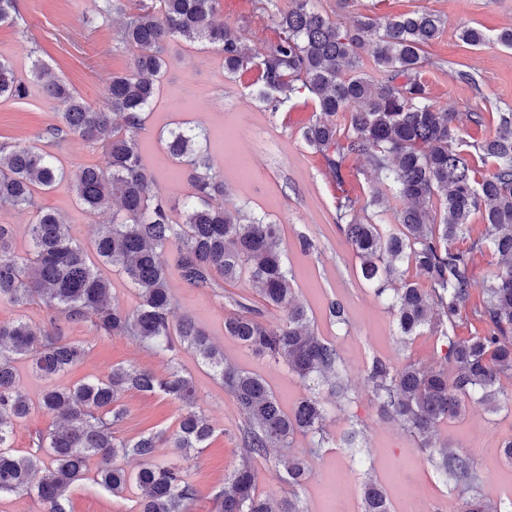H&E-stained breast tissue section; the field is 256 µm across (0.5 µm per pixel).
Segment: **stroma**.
<instances>
[{"instance_id":"obj_1","label":"stroma","mask_w":512,"mask_h":512,"mask_svg":"<svg viewBox=\"0 0 512 512\" xmlns=\"http://www.w3.org/2000/svg\"><path fill=\"white\" fill-rule=\"evenodd\" d=\"M253 4L254 0H221L216 21L235 29L248 43L271 34L274 12L255 11ZM18 9L20 25H0V57L9 60L21 78L35 59H42L89 104L103 106L113 74L127 71L131 56L116 40L118 20H103L98 0H18ZM413 10L447 18L441 35L427 47L434 65L424 77L434 103L457 110L474 103L473 89L457 76L458 70L466 69L475 73L495 106L512 108V50L495 40L499 29L512 25V0H384L381 7L382 14L391 17ZM464 25L481 27L488 42L477 48L464 44L459 38ZM255 78L252 72L225 77L224 60L213 45L172 43L140 144L157 190L175 199L188 194L191 187L160 136L185 123L207 129L213 170L224 182V206L244 208L280 225L282 247L296 274V298L307 308L318 333L338 347L347 384L357 398L353 412L366 428L370 466L363 469L353 464L343 449H321L311 458V472L299 489L306 512H359L361 484L368 476L387 490L394 512H419L423 507L429 512H461L463 493L433 469L412 437L397 425L379 420L369 401L365 367L372 357L397 363L407 354L428 365L437 360V338L431 334L399 346L390 312L359 279L360 260L334 222L338 197L345 193L369 200L374 175L365 160L352 158L345 164L342 180H335L322 157L301 137L313 106L301 104L289 112L264 110L250 95ZM58 110L55 100L36 90L23 100L1 98L0 142L45 146ZM38 201L60 213L72 235L85 244L94 239L98 225L109 220L105 213L93 217L85 213L66 183L40 195ZM301 235L313 240V253L300 252L297 238ZM169 286L175 317H192L223 349L226 361L262 375L284 408L307 394V387L285 366L271 364L225 336L229 297H242L253 305L259 302L248 281L231 287L226 298L185 288L175 275ZM334 299L341 300L348 311L345 327L332 326L327 319V305ZM64 333L86 352L76 367L54 378L51 383L58 388L104 375L115 364H133L158 374L170 369L168 359L151 348L128 337L98 335L91 322L65 327ZM178 363L192 377L196 409L212 424L214 434L206 448L189 456L163 446L156 457L184 467L197 489L191 512H215L214 493L239 460L243 418L220 381L193 353L180 352ZM503 389L498 410L469 404L464 417L440 426L439 435L472 457L479 492L505 510L512 505L505 496L512 489V464L502 457L501 446L512 438V385L504 384ZM120 402L127 410L117 428L120 437L177 427L181 409L177 401L160 394L128 392ZM140 496L133 486L113 495L89 476L72 487L68 508L70 512H138Z\"/></svg>"}]
</instances>
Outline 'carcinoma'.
<instances>
[{"mask_svg": "<svg viewBox=\"0 0 512 512\" xmlns=\"http://www.w3.org/2000/svg\"><path fill=\"white\" fill-rule=\"evenodd\" d=\"M135 2L132 10L123 0H100L98 6L105 19L121 17L118 41L134 51L129 71L112 75L104 108L92 107L48 77L38 60L29 78L21 79L0 59V97L24 99L39 86L60 105L50 142L58 147L70 137L92 141L106 156L105 165L83 166L71 175L36 145L0 142V206L33 216L22 254L11 225L0 224V302L23 307L38 300L48 312L41 326L22 315L0 321V496L33 494L44 512H68L70 488L84 479L94 458L98 485L115 495L133 483L142 491L138 512H189L195 486L179 465L155 459L163 441L187 455L206 447L213 435L196 411L191 377L176 365L183 349L220 377L244 418L240 461L215 493L218 512H305L296 489L306 480L307 457L333 440L325 400L343 413L354 402L336 344L315 331L308 311L295 300L280 225L212 204L224 195V182L213 173L206 131L176 127L164 140L167 153L187 167L192 192L172 200L154 188L138 135L165 73L170 42L181 39L220 45L227 77L256 70L252 96L272 112H289L302 98L311 101L314 116L302 138L336 180H343L348 158L369 162L377 187L363 205L348 195L338 198V229L360 258L362 280L395 317L399 344L406 346L428 329L444 347L434 367L408 357L398 365L373 357L365 369L370 401L380 419L413 437L432 466L469 494L462 512H501L497 502L475 494L472 459L440 442L437 430L464 415L471 400L497 408L502 382L512 380V110L486 104L482 111L460 112L431 101L421 73L433 65L424 48L445 24L439 14L373 12L347 26L323 14L314 0H288V9L276 15L274 36L248 45L232 28L214 23L219 0ZM18 16L17 0H0L1 25ZM460 39L480 47L490 37L464 26ZM367 59L373 62L371 74L365 71ZM488 121L495 124L492 135L473 145L466 141V124ZM66 180L86 213L112 212V221L99 225L89 246L72 236L57 213L37 203L38 194ZM380 205L384 209L367 214ZM477 213L483 230L462 250L456 241ZM170 249L172 265L166 258ZM484 249L499 261L485 274L482 299L475 302L471 255ZM404 263L426 287L407 280ZM104 267L123 273L135 289L133 310L113 303ZM172 269L186 287L201 291L248 276L264 308L230 298L235 309L224 320V335L284 365L304 383L319 380L326 395L311 390L286 411L262 376L224 362V353L191 317L173 320ZM266 308L284 312L278 329L264 320ZM466 310L484 330L460 337L454 329ZM327 316L333 324L348 325L339 300L328 303ZM89 319L104 335L131 337L169 356L172 369L158 376L117 365L66 390L49 385L32 402L17 379L16 364L29 363L47 381L68 371L84 351L67 340L62 325ZM127 391L161 393L182 403L177 428L169 435L161 430L117 438L115 428L126 415L117 400ZM34 410L52 413L63 424L39 434L36 451L19 454L12 444L14 424ZM347 420L339 447L361 454L365 428L350 415ZM298 436L308 439L309 448L285 460L288 497L274 501L258 494L252 462L272 448L292 447ZM119 457L137 459V472L118 466ZM41 466L48 475L35 483ZM361 512H392L387 492L371 479L362 483Z\"/></svg>", "mask_w": 512, "mask_h": 512, "instance_id": "carcinoma-1", "label": "carcinoma"}]
</instances>
